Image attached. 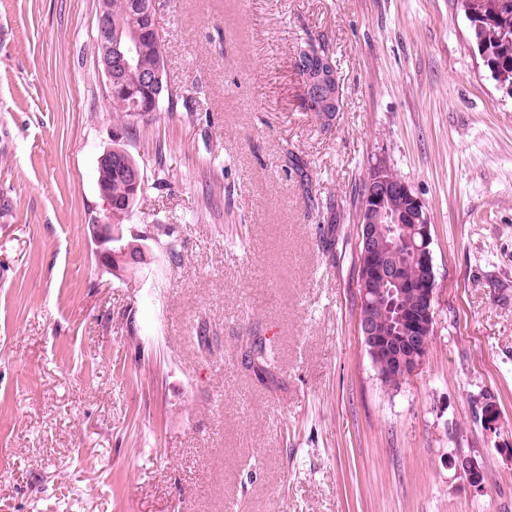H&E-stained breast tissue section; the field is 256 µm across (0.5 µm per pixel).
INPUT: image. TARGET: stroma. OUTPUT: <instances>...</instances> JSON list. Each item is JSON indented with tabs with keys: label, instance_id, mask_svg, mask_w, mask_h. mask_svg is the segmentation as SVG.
Here are the masks:
<instances>
[{
	"label": "stroma",
	"instance_id": "1",
	"mask_svg": "<svg viewBox=\"0 0 512 512\" xmlns=\"http://www.w3.org/2000/svg\"><path fill=\"white\" fill-rule=\"evenodd\" d=\"M97 6L0 0V512H512V94L458 0H156L180 94L159 161L112 117ZM309 38L336 57L326 129L293 67ZM118 140L145 180L127 223L169 232L138 276L88 231ZM379 159L424 204L437 281L395 389L357 333ZM253 340H247L244 345L245 361L256 373L262 372L268 375L269 368L274 365L272 346L267 345L260 336H252Z\"/></svg>",
	"mask_w": 512,
	"mask_h": 512
}]
</instances>
